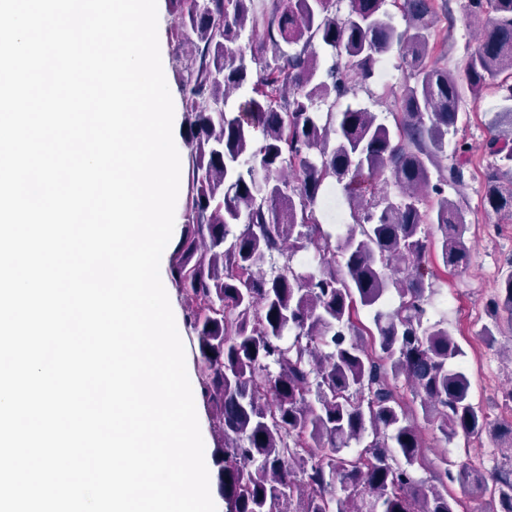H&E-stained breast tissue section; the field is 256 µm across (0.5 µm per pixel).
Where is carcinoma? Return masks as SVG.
<instances>
[{
	"instance_id": "1",
	"label": "carcinoma",
	"mask_w": 512,
	"mask_h": 512,
	"mask_svg": "<svg viewBox=\"0 0 512 512\" xmlns=\"http://www.w3.org/2000/svg\"><path fill=\"white\" fill-rule=\"evenodd\" d=\"M169 4L189 43L173 56L188 152L169 273L221 441L226 512H459L450 483L512 512V469L454 472L444 455L438 484L415 478L425 442L402 391L450 443L487 429L457 367L463 348L446 320L428 316L422 226L439 233L443 267L468 265L467 215L445 188L464 185L469 145L456 143L445 168L440 157L465 99L512 77V0H467L487 18L461 76L430 61L433 0H393L403 29L386 0H349L345 16L335 0ZM247 28L258 41L245 49ZM394 50L412 78L394 124L338 108ZM486 149L501 164L487 174L485 204L512 215V189L501 186L512 184V140L493 134ZM379 178L396 195L368 197ZM331 179L353 216L340 234L321 221ZM310 247L319 261L301 270L294 258ZM501 291L487 338L499 310L512 313V272ZM368 432V445L342 454Z\"/></svg>"
}]
</instances>
